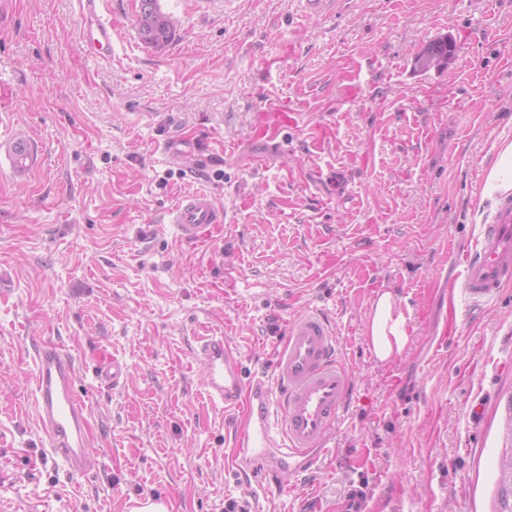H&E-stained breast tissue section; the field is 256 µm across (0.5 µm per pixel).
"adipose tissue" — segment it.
I'll return each instance as SVG.
<instances>
[{"mask_svg":"<svg viewBox=\"0 0 512 512\" xmlns=\"http://www.w3.org/2000/svg\"><path fill=\"white\" fill-rule=\"evenodd\" d=\"M408 317L389 290H378L372 303L367 339L380 363L400 357L409 342Z\"/></svg>","mask_w":512,"mask_h":512,"instance_id":"obj_1","label":"adipose tissue"}]
</instances>
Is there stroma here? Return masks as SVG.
Listing matches in <instances>:
<instances>
[{
  "mask_svg": "<svg viewBox=\"0 0 512 512\" xmlns=\"http://www.w3.org/2000/svg\"><path fill=\"white\" fill-rule=\"evenodd\" d=\"M175 34H137L138 0H95L112 57L81 48L82 0H0V512H496L512 446V283L449 299L512 142V0H160ZM446 37L465 62L418 72ZM294 121L256 131L265 105ZM33 149L16 168L18 140ZM211 193L221 232L164 214ZM409 308L404 354L366 340L377 290ZM331 320L352 395L328 451L262 494L227 470L194 350L228 337L271 373L301 313ZM76 360L100 468L71 476L37 424L34 349ZM127 363L100 386V352ZM512 191V142L503 143L497 150L490 165L484 186L481 191V201L493 200L497 194ZM368 496L361 486H352L336 504V512H368Z\"/></svg>",
  "mask_w": 512,
  "mask_h": 512,
  "instance_id": "obj_1",
  "label": "stroma"
}]
</instances>
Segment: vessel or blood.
<instances>
[{"label": "vessel or blood", "instance_id": "vessel-or-blood-1", "mask_svg": "<svg viewBox=\"0 0 512 512\" xmlns=\"http://www.w3.org/2000/svg\"><path fill=\"white\" fill-rule=\"evenodd\" d=\"M84 42L86 54L93 57L112 51V25L91 6L86 9ZM165 219L181 241L193 242L223 223L225 215L211 195L192 192L168 210ZM509 281L512 194L498 198L476 246L463 257L458 292L477 304L496 298ZM195 358L205 370L204 387L211 401L228 412L246 411L243 426L233 435L229 470L277 485L288 475L311 470L351 393L335 332L321 311H307L289 322L272 374L245 376L240 354L220 336L202 339ZM127 372L126 363L112 357L103 361L97 377L117 387ZM75 373L71 354L54 344L38 347L34 390L39 428L52 458L70 474L83 476L96 468L97 461L89 450L88 417L75 393ZM336 512H368L364 487L349 488Z\"/></svg>", "mask_w": 512, "mask_h": 512}]
</instances>
